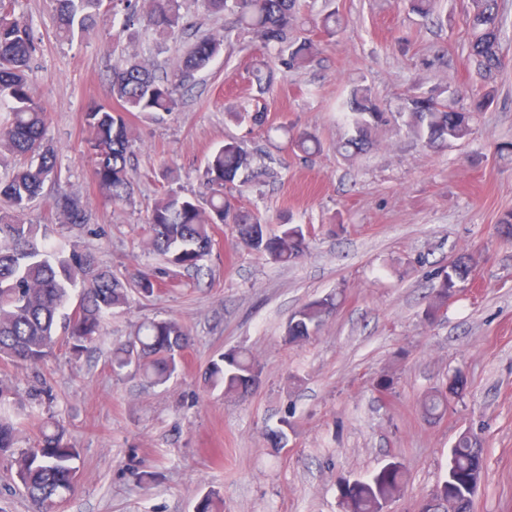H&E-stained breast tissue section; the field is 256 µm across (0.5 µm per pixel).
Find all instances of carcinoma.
Masks as SVG:
<instances>
[{"mask_svg": "<svg viewBox=\"0 0 512 512\" xmlns=\"http://www.w3.org/2000/svg\"><path fill=\"white\" fill-rule=\"evenodd\" d=\"M16 0H0V150L20 158L10 177L0 179V360L37 365L50 357L64 339L79 354L107 333L114 310L129 304V288L143 296L154 293L157 280L140 273L126 283L102 266L91 251L76 248L69 254L47 249L38 243L39 228L23 216L39 198L46 183L60 178L57 154L45 139L48 114L33 97L29 73L36 52L30 28L15 16ZM59 35L65 40L95 32L98 19L124 4V25L140 24L161 36L174 37L184 29L181 0H144L137 8L133 0H55ZM208 11L234 16L239 28L252 33L273 50L277 63L290 70L306 68L319 53L308 37H292L298 27V0H203ZM412 13L425 20L435 17L434 0H409ZM320 32L336 37L347 20L336 10L315 22ZM467 50L481 79L470 108H455L433 92L412 91L394 117H389L372 97L370 88L358 85L346 102L354 135L340 148L357 155L373 143L374 133L399 120L406 131L431 148L447 147L467 138L474 114L493 103L496 75L512 61L502 52L503 16L499 0H471L465 20ZM224 47V38L204 35L181 54L179 82L188 83L206 71ZM252 81L261 90L271 87L274 68L267 61L255 64ZM112 100L118 104L94 105L84 114L87 154L98 189L112 203L130 200L133 186L129 172L132 128L127 115L134 112L156 118L178 105L174 84L141 59L129 61L113 71ZM293 152L309 158L321 151L319 138L305 130L287 129ZM255 157L235 140L224 142L208 157L204 175L209 186L206 205L199 200L165 192L147 215L144 245L160 255L167 267L198 271L211 254L216 224H230L240 244L276 263L302 258L309 245L310 229L300 224H280L272 233L261 217L235 209L224 200V189L252 182ZM54 209L68 224L88 221L86 206L77 196L60 195ZM472 265L460 256L448 263L433 288L425 316L433 320L448 308L459 285L467 282ZM328 296L304 305L289 319L285 340L292 344L308 339L334 309ZM188 329L177 319L151 320L125 342L112 349V370L120 373L130 366L153 385H163L178 374L182 354L189 347ZM261 369L245 351L232 348L211 361L208 383L224 394H247L258 382ZM465 377L458 373L445 387L431 393L422 403L423 414L441 417L451 399L463 394ZM10 396L0 388V456L14 453L16 433L25 412H10ZM14 458L16 477L34 512H60L79 486L78 449L63 422L52 417L43 421L37 449L23 448ZM486 457L480 437L464 431L450 449L448 469L440 494L417 501V512H473V496L485 475ZM404 472L390 463L364 480L346 483L343 500L352 512H381L383 504L400 496Z\"/></svg>", "mask_w": 512, "mask_h": 512, "instance_id": "obj_1", "label": "carcinoma"}]
</instances>
